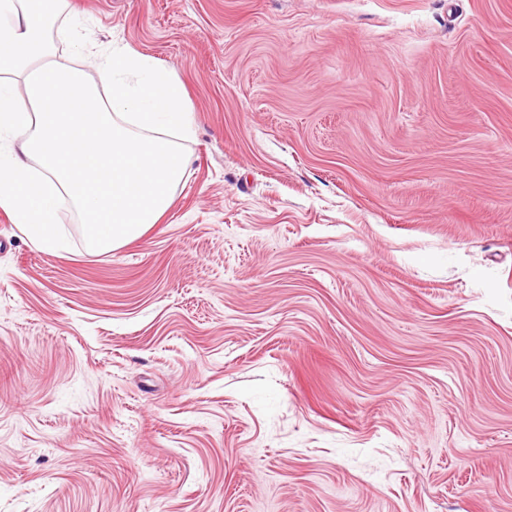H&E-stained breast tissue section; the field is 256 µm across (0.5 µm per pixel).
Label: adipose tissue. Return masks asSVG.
Segmentation results:
<instances>
[{
	"label": "adipose tissue",
	"mask_w": 512,
	"mask_h": 512,
	"mask_svg": "<svg viewBox=\"0 0 512 512\" xmlns=\"http://www.w3.org/2000/svg\"><path fill=\"white\" fill-rule=\"evenodd\" d=\"M67 6L0 0V209L32 243L59 250L58 212L71 198L88 248L108 252L144 235L172 205L191 109L173 70L126 47L99 54L94 80L58 61L55 38L76 33L61 21Z\"/></svg>",
	"instance_id": "1"
}]
</instances>
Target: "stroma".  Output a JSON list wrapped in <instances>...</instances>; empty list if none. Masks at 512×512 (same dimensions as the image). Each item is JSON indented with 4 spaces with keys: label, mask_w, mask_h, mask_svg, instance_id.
Segmentation results:
<instances>
[{
    "label": "stroma",
    "mask_w": 512,
    "mask_h": 512,
    "mask_svg": "<svg viewBox=\"0 0 512 512\" xmlns=\"http://www.w3.org/2000/svg\"><path fill=\"white\" fill-rule=\"evenodd\" d=\"M173 70L171 208L0 209V512H512V0H71Z\"/></svg>",
    "instance_id": "obj_1"
}]
</instances>
